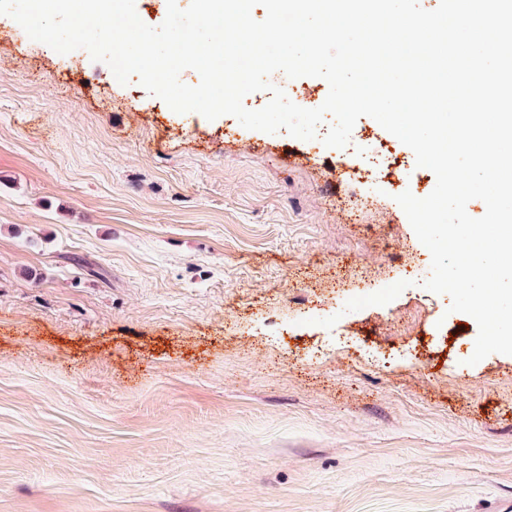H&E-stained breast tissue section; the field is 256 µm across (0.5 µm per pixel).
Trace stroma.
Here are the masks:
<instances>
[{"label":"stroma","mask_w":512,"mask_h":512,"mask_svg":"<svg viewBox=\"0 0 512 512\" xmlns=\"http://www.w3.org/2000/svg\"><path fill=\"white\" fill-rule=\"evenodd\" d=\"M0 31V512L512 503V355L395 184Z\"/></svg>","instance_id":"1"}]
</instances>
